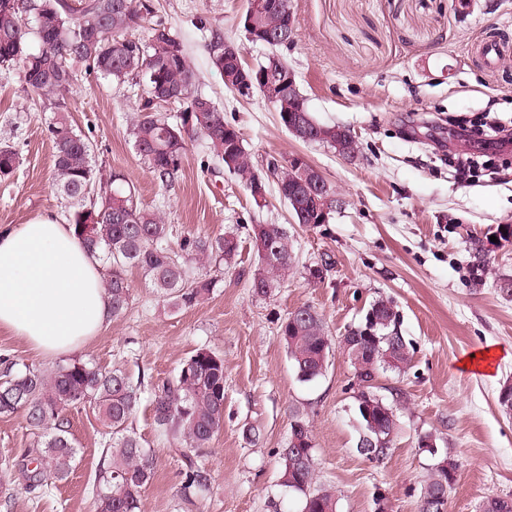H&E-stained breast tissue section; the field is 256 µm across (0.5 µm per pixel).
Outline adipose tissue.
I'll return each instance as SVG.
<instances>
[{"label": "adipose tissue", "mask_w": 512, "mask_h": 512, "mask_svg": "<svg viewBox=\"0 0 512 512\" xmlns=\"http://www.w3.org/2000/svg\"><path fill=\"white\" fill-rule=\"evenodd\" d=\"M101 262L52 215L0 231V329L46 356L78 352L110 322Z\"/></svg>", "instance_id": "ef3b65f1"}]
</instances>
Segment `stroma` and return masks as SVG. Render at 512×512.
I'll use <instances>...</instances> for the list:
<instances>
[{
  "mask_svg": "<svg viewBox=\"0 0 512 512\" xmlns=\"http://www.w3.org/2000/svg\"><path fill=\"white\" fill-rule=\"evenodd\" d=\"M245 3L154 0V18L182 40L198 90L236 128L259 170L299 155L337 190L341 205L329 223H292L272 175L264 205H256L238 177L212 165L197 135L178 181L159 187L130 134L143 103L138 80L115 87L78 63L75 84L53 101L31 96L16 68L0 67V142L19 156L0 180V228L66 214L51 181L47 133L59 103L91 142L95 167L122 171L141 204L178 235L224 233L239 244L213 294L190 308H170L128 269L127 313L77 354L157 382L174 378L195 349L224 357V428L205 450L210 485L202 495L184 496L178 443L158 434L149 399L133 415L131 428L156 459L141 512H301V496L279 483L276 454L297 410L312 426L317 483L335 489L337 512H418L435 462L418 446L425 433L460 464L447 512H477L488 497L512 496V414L498 403L512 381V298L498 290L512 278V238L500 237L512 225V143L495 147L493 170L468 182H458L450 165L480 153L453 117L474 120L489 109L512 118V54L491 71L474 51L482 37L512 38V0H297L294 40L283 55L314 118L355 134L354 161L296 140L260 95L225 88L211 60L212 36L238 46L250 65L268 52L243 30ZM255 224L287 225L297 255L295 273L266 297L248 286L257 266ZM322 263L324 278L310 280L309 268ZM381 299L397 311L412 361L400 372H378L372 384L398 418L389 454L376 462L356 450L359 382L349 359L334 349L324 376L300 381L279 329L289 312L310 306L337 342ZM485 348L495 353L489 367L463 371ZM68 418L75 469L36 498L4 464L33 444L26 417L0 416V512H95L104 427L88 409ZM247 427L259 431V442L245 438Z\"/></svg>",
  "mask_w": 512,
  "mask_h": 512,
  "instance_id": "obj_1",
  "label": "stroma"
}]
</instances>
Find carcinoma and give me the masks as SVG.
Returning <instances> with one entry per match:
<instances>
[{
    "label": "carcinoma",
    "mask_w": 512,
    "mask_h": 512,
    "mask_svg": "<svg viewBox=\"0 0 512 512\" xmlns=\"http://www.w3.org/2000/svg\"><path fill=\"white\" fill-rule=\"evenodd\" d=\"M295 7L294 0H261L258 6L247 0L244 18L252 20V28L244 31L250 41L274 48L257 63L258 70L271 78L288 77L287 65L273 66L270 60L293 40L288 10ZM154 12L153 0H0V65L18 67L25 89L45 98L74 83L71 62L89 64L93 73L117 86L139 77L147 100L131 134L136 153L159 186L174 185L186 158L187 137L195 133L204 137L209 152L225 170L253 190L256 180L264 177L255 169L239 132L224 122V113L211 98L196 90V75L180 38L161 22L150 27L147 39L137 37ZM212 50V62L224 77V86L239 92V50L224 52L219 39ZM165 104L181 106L177 119L156 110ZM301 106L306 102L294 104L286 96L273 103L285 127ZM307 116L310 126L325 135L320 143L331 145L336 125L321 123L310 112ZM47 131L53 142L52 184L74 205L68 223L107 268L112 316L121 317L129 308L132 293L126 271L132 267L174 308L191 307L208 297L218 282L212 265L233 260L237 240L218 233L188 235L171 244L173 226L138 204L126 176L116 170L103 175L92 165V145L76 131L66 107L56 106ZM17 164L16 151L1 144L0 178L10 176ZM251 237L258 264L249 288L256 296H266L294 270V252L283 224H264L260 230L254 226ZM192 263L200 265V272H188ZM377 330L383 336L380 350L398 362L394 369L404 370L411 354L398 331L396 312L388 315V323L377 324ZM280 336L300 381L324 375L332 341L319 312L308 306L290 312L280 326ZM349 360L361 376L386 369L381 356L371 352ZM144 390V381L133 379L121 365L106 369L75 359L51 369H20L9 357L0 358V415L24 412L35 436L36 448L12 461L25 489L42 495L69 477L77 449L65 413L88 408L106 428L103 460L93 481L97 512H140L141 493L156 468L151 449L129 427ZM152 411L159 435L180 440L184 494L206 489L203 450L224 428V358L206 347L196 349L175 379L153 384ZM396 426L397 418L383 419L386 441L379 447L364 441L357 444L360 455L384 460ZM290 451L288 444L277 449L280 485L304 498L303 512H336L335 493L315 487V445L306 447L298 474L288 468ZM452 486L449 475L431 469L419 512H432L436 499L447 495Z\"/></svg>",
    "instance_id": "carcinoma-1"
}]
</instances>
